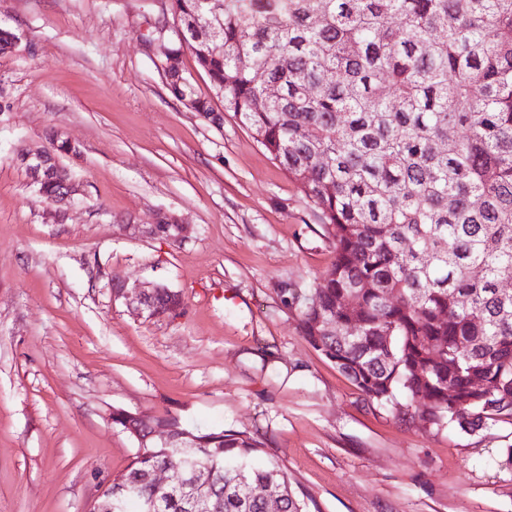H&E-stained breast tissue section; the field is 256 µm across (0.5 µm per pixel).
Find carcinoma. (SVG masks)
<instances>
[{
	"mask_svg": "<svg viewBox=\"0 0 512 512\" xmlns=\"http://www.w3.org/2000/svg\"><path fill=\"white\" fill-rule=\"evenodd\" d=\"M169 16L164 57L191 48L333 245L325 278L277 289L300 335L398 415L469 432L512 420V0H167L158 25ZM166 84L223 124L184 72ZM71 179L51 163L33 186L52 201ZM149 307L185 313L161 284ZM112 425L137 443L112 479L124 512H309L245 431L138 425L122 408ZM166 432L192 438L201 483L153 482L182 457L152 438Z\"/></svg>",
	"mask_w": 512,
	"mask_h": 512,
	"instance_id": "1",
	"label": "carcinoma"
}]
</instances>
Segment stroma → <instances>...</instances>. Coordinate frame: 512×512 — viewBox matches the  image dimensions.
Here are the masks:
<instances>
[{"label":"stroma","instance_id":"obj_1","mask_svg":"<svg viewBox=\"0 0 512 512\" xmlns=\"http://www.w3.org/2000/svg\"><path fill=\"white\" fill-rule=\"evenodd\" d=\"M162 0H0V512H88L136 443L112 408L245 431L310 512H512V421L426 429L370 405L283 309L281 281L324 276L333 249L308 202L180 62L204 120L171 95ZM69 140L78 186L36 192L17 155ZM191 226L168 242L159 211ZM117 279L182 294L184 316H137Z\"/></svg>","mask_w":512,"mask_h":512}]
</instances>
